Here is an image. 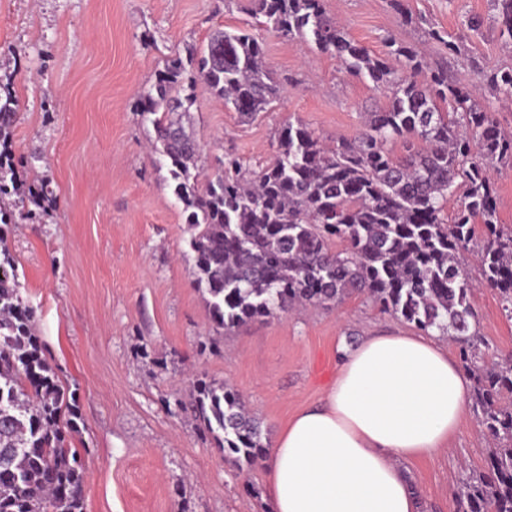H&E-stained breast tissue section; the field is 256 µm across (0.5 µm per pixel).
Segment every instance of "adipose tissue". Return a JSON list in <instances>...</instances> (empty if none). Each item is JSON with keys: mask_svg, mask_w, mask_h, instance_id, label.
I'll return each instance as SVG.
<instances>
[{"mask_svg": "<svg viewBox=\"0 0 512 512\" xmlns=\"http://www.w3.org/2000/svg\"><path fill=\"white\" fill-rule=\"evenodd\" d=\"M471 382L440 340L366 337L344 353L322 403L298 412L269 454L274 512H421L403 465L467 423Z\"/></svg>", "mask_w": 512, "mask_h": 512, "instance_id": "1", "label": "adipose tissue"}]
</instances>
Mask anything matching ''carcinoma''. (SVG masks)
<instances>
[{
	"instance_id": "carcinoma-1",
	"label": "carcinoma",
	"mask_w": 512,
	"mask_h": 512,
	"mask_svg": "<svg viewBox=\"0 0 512 512\" xmlns=\"http://www.w3.org/2000/svg\"><path fill=\"white\" fill-rule=\"evenodd\" d=\"M500 34L512 40V0H502ZM278 35L309 40L387 93L350 141L324 143L301 121L284 127L276 161L224 170L201 181L199 144L183 118L186 86L203 81L224 107L251 121L282 93L264 40L246 29L218 30L202 51L169 57L135 111L152 115L154 140L192 231L196 284L208 295L218 336L297 305L329 307L352 294L370 298L425 332L448 336L473 384L484 435V469L455 494L457 512H512V355H480L470 302L474 283L461 255L475 254L480 283L498 292L512 321V229L500 224L496 164L512 163V134L482 95L427 69L417 49L386 41L372 55L330 15L327 0H252ZM512 96V68L487 76ZM18 102L0 96V135ZM401 140L408 154L393 156ZM459 195L452 220L448 198ZM13 212L0 205V512H83V470L70 446L78 405L45 358L35 310L23 295L7 245ZM344 244L333 250V241ZM177 409L208 433L238 470L266 453L262 422L230 384L197 378Z\"/></svg>"
}]
</instances>
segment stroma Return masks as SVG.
<instances>
[{
    "mask_svg": "<svg viewBox=\"0 0 512 512\" xmlns=\"http://www.w3.org/2000/svg\"><path fill=\"white\" fill-rule=\"evenodd\" d=\"M250 0H0V94L19 101L1 149L25 196L9 232L24 296L34 306L45 355L75 392L84 463L83 512H271L266 459L239 471L174 406L203 376L227 382L273 444L288 420L322 400L342 353L375 332L409 331L363 297L300 307L215 337L193 284L183 204L159 154L150 116L135 112L165 60L202 48L217 30L244 25L266 43L283 92L242 121L203 82L191 90L192 129L205 177L225 154L256 170L277 158L284 125L306 123L326 142L352 140L385 95L344 72L312 43L278 36L248 11ZM332 13L371 53L386 40L413 46L430 67L483 89L482 101L512 128V97L486 91V76L512 68V40L496 0H330ZM479 18V31L468 27ZM448 32L459 49L432 40ZM471 303L490 352L512 353V321L499 296ZM488 444L476 411L433 459L408 463L427 512H455L454 493L481 470Z\"/></svg>",
    "mask_w": 512,
    "mask_h": 512,
    "instance_id": "stroma-1",
    "label": "stroma"
}]
</instances>
